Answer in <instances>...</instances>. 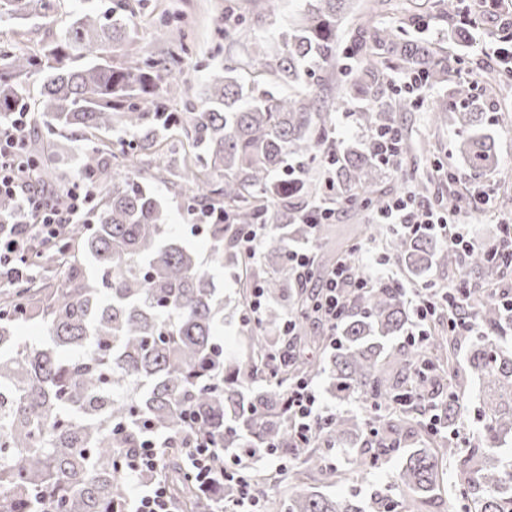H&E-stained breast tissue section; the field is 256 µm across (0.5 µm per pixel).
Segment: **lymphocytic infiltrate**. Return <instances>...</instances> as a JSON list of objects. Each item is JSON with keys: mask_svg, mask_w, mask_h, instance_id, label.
Returning a JSON list of instances; mask_svg holds the SVG:
<instances>
[{"mask_svg": "<svg viewBox=\"0 0 512 512\" xmlns=\"http://www.w3.org/2000/svg\"><path fill=\"white\" fill-rule=\"evenodd\" d=\"M30 123L28 113L19 112L9 127L0 128L1 195L24 191L25 173L31 164L26 154ZM91 202L92 194L82 180L68 189L66 199L60 206L39 194L27 193L22 210L12 220L0 223V281L30 278L32 267L28 249L31 242L58 237L68 224L85 215ZM376 221L391 225L402 235L427 231L450 243L463 256L476 246L474 240L460 231L454 209L437 208L421 202L410 190L386 201L377 212ZM371 283L368 277L354 280L350 264L339 263L332 276L324 281L319 301V311L328 332H335L344 315L348 288H365ZM470 297V287L461 281L446 286L432 282L415 289L413 312L416 322L414 331L408 334L409 341L424 342L429 322L441 311L448 315V329L452 335H469L474 325L462 310L468 306ZM286 408L301 446L310 445L320 420L327 412L313 382L304 378L293 381L288 387ZM187 456L189 469L201 485H208L217 476L236 483L238 498L234 502L235 512H265V495L245 478L249 469L248 460L237 455L230 458L221 456L213 446L203 442L188 449ZM158 467L159 456L154 444L133 449L126 456L125 475L131 482L126 512H179L162 481L155 480L145 486L137 482L138 477L151 474Z\"/></svg>", "mask_w": 512, "mask_h": 512, "instance_id": "1", "label": "lymphocytic infiltrate"}]
</instances>
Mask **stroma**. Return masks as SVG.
I'll return each mask as SVG.
<instances>
[{
	"label": "stroma",
	"instance_id": "35a3bbf8",
	"mask_svg": "<svg viewBox=\"0 0 512 512\" xmlns=\"http://www.w3.org/2000/svg\"><path fill=\"white\" fill-rule=\"evenodd\" d=\"M405 2L407 12L377 17V24L398 33L429 39L441 46L448 58V79L435 86H425L423 99L413 111L398 115V127L406 137L417 141L418 147L402 158L399 172L384 171L381 189L386 196H397L412 188L416 179L429 175L433 178L429 199L435 205L444 206L448 203L449 174L463 175L473 186L490 188L493 193L491 209L473 211L465 208L459 214L471 237L487 239L496 234L499 221L512 218V84L502 79L500 64L492 54L497 46V19L487 15L483 27L472 31L470 40L460 42L455 37L460 26L458 16L444 14L438 0ZM234 3L235 0H140L136 6L133 37L140 48L147 50L184 42L187 52L183 56L182 76L192 87V98H199L209 67L222 64L227 56H235L242 65V78H250L251 72L244 63L254 43L278 41L280 32L287 30L289 23L306 6V0H276V8L271 11L267 8V0H252L244 21L247 37L229 42L218 33L217 23ZM79 6V0H60L57 20L51 26L37 19L27 21L19 29L2 25L0 41L20 39L25 45L40 46L68 23ZM460 83L470 86L472 104L482 114L481 129L495 143L497 163L485 170H472L458 158L456 145L468 136V128L453 122L437 126L431 121L432 107L442 101H453V91ZM81 152L78 145L63 156L44 152L42 163L46 177L42 188L45 194H55L59 185H69L77 180L76 158ZM150 186L165 208L173 235L192 249L200 261L208 263L217 287L224 291L222 339L226 354L238 356L245 353L236 270L213 262L210 242L206 234L195 232L192 205L178 185L154 179ZM464 401L465 413L452 428L460 442L472 439L488 422L478 381L474 377L466 379ZM353 454L350 448L337 453L336 466L342 471L343 478L328 486L327 494L359 500L369 498L370 494L386 488L390 472L399 465L398 457L394 456L381 469L362 474L349 466Z\"/></svg>",
	"mask_w": 512,
	"mask_h": 512
}]
</instances>
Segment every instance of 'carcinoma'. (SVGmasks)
Listing matches in <instances>:
<instances>
[{
	"mask_svg": "<svg viewBox=\"0 0 512 512\" xmlns=\"http://www.w3.org/2000/svg\"><path fill=\"white\" fill-rule=\"evenodd\" d=\"M351 2L307 0L279 42L253 49L250 87L238 84L236 68L215 66L204 98L185 112L170 110L188 95L187 82L173 75L182 63L174 51L136 50L118 66L107 60L110 47L130 41L135 11L128 0H115L108 13L76 12L37 49L0 42V122L28 111L26 80L42 75L38 112L46 133L69 132L84 144L81 173L102 194L88 212L92 228L73 223L32 250L33 265L62 263V275L50 283L31 278L0 296V512H121L126 484L119 461L155 437L162 441L154 478L169 485L185 512H211L233 490L219 478L207 490L189 476L185 449L198 439L212 440L220 452L248 449L253 460L271 446L288 459L286 471L255 472L260 489L284 480L335 483L340 472L330 465L332 448L359 449L351 459L359 471L401 457L390 480L396 500L383 492L352 501L298 490L286 499L269 497L273 512H423L421 504L443 485L448 498H457L458 486L444 484L445 461L469 474V509L512 512V464L501 469L488 458L501 436L512 435V350L499 343V335L512 330L511 314L477 297L472 308L484 330L480 338L447 336L430 326L425 346L397 345L409 321L406 292L380 281L351 292L335 350L319 356L314 350L324 337L308 335L318 308L308 283L341 258L352 262L355 277L363 276L360 238L383 242L412 279L435 266L482 278L499 268L482 249L463 260L433 236H404L386 224H359L354 237L335 243L333 225L302 223L324 191L317 160L331 150L332 134L324 101L310 83L336 66L338 32ZM59 4L0 0V23L38 18L51 25ZM387 55L430 85L448 73V58L428 40L398 42L386 27L359 31L353 65L339 69L336 101L349 105L364 96L358 120L370 131L415 106L410 96L379 83L377 65ZM432 112L436 124L480 125L479 113L450 114L444 102ZM111 131L128 136L118 139V151L130 161L123 172L106 157L104 134ZM174 137L185 138L188 151L172 176L209 216L215 260L241 272L238 303L247 307L256 281L270 299L285 302L266 306L259 323H243L247 353L241 359L224 357L218 343L224 298L212 275L172 235L161 201L133 164ZM457 152L472 169L496 161L494 143L475 133ZM381 176L368 142L352 144L338 158L333 197L376 212L385 203ZM254 224H268L272 232L258 260L239 248L242 231ZM310 243L315 268L302 280L288 248ZM289 314L296 320L291 338L280 335ZM34 318L45 345L14 336ZM461 342L469 344V370L483 382L489 424L465 452L437 440L409 449L398 429L408 415L394 402L415 389V370L426 358L435 407L453 426L462 410L455 369ZM288 347L290 360L275 358ZM298 376L323 377L337 401L378 404L382 415L331 412L320 423L322 441L301 448L284 406L288 384Z\"/></svg>",
	"mask_w": 512,
	"mask_h": 512,
	"instance_id": "1",
	"label": "carcinoma"
}]
</instances>
